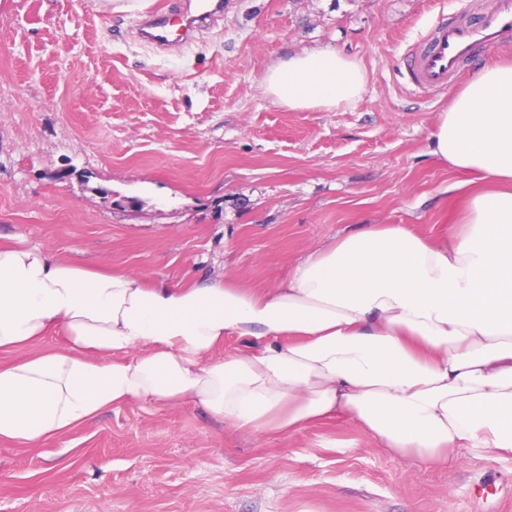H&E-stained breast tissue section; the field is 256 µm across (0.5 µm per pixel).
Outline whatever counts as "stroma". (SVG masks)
I'll return each mask as SVG.
<instances>
[{
    "instance_id": "1",
    "label": "stroma",
    "mask_w": 512,
    "mask_h": 512,
    "mask_svg": "<svg viewBox=\"0 0 512 512\" xmlns=\"http://www.w3.org/2000/svg\"><path fill=\"white\" fill-rule=\"evenodd\" d=\"M0 0V244L190 286L286 280L309 252L370 224L440 240L467 174L429 152L447 91L402 72L439 15L495 0H224L186 44L139 40L162 0ZM336 46L369 83L345 112H291L258 80L279 57ZM512 512V454L445 469L396 459L358 426L247 436L201 408L130 404L35 451L0 443V512Z\"/></svg>"
}]
</instances>
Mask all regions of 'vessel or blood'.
Returning <instances> with one entry per match:
<instances>
[{
    "label": "vessel or blood",
    "instance_id": "b4317fda",
    "mask_svg": "<svg viewBox=\"0 0 512 512\" xmlns=\"http://www.w3.org/2000/svg\"><path fill=\"white\" fill-rule=\"evenodd\" d=\"M222 12L221 0H203L195 10L172 18L168 9L152 11L141 20L142 36L157 46L172 38L188 39L196 25ZM512 38V0H496L495 7L476 20L444 18L407 59V72L415 90H444L460 71L462 63L480 46Z\"/></svg>",
    "mask_w": 512,
    "mask_h": 512
}]
</instances>
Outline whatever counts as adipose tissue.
Listing matches in <instances>:
<instances>
[{
  "label": "adipose tissue",
  "mask_w": 512,
  "mask_h": 512,
  "mask_svg": "<svg viewBox=\"0 0 512 512\" xmlns=\"http://www.w3.org/2000/svg\"><path fill=\"white\" fill-rule=\"evenodd\" d=\"M367 84L332 45L285 55L260 80L291 112L355 108ZM429 141L489 184L450 240L374 224L272 288L149 284L0 246V353L16 356L0 365V443L32 451L136 403L199 406L252 436L346 421L429 466L466 448L512 452V64L476 71ZM230 338L246 349L225 353Z\"/></svg>",
  "instance_id": "1"
}]
</instances>
